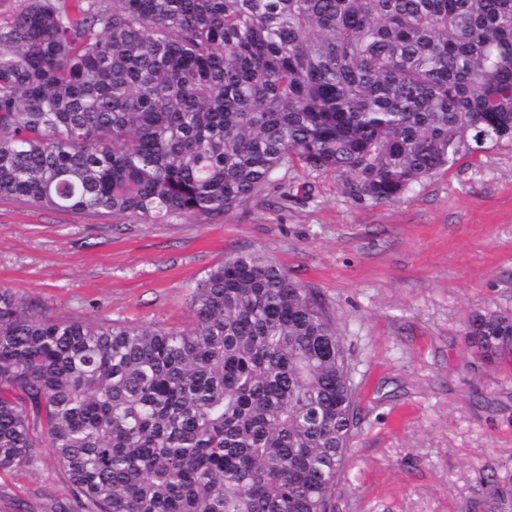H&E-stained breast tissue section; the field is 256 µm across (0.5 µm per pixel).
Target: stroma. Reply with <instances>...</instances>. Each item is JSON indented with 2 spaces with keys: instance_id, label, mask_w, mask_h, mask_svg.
Returning a JSON list of instances; mask_svg holds the SVG:
<instances>
[{
  "instance_id": "stroma-1",
  "label": "stroma",
  "mask_w": 512,
  "mask_h": 512,
  "mask_svg": "<svg viewBox=\"0 0 512 512\" xmlns=\"http://www.w3.org/2000/svg\"><path fill=\"white\" fill-rule=\"evenodd\" d=\"M290 196L217 221L164 224L0 197V287L57 319L185 328L190 292L240 250L314 288L345 338L358 425L333 512H512V361L466 343L477 308L512 312V142L393 202L332 173L289 171ZM0 473V512L73 503L50 450Z\"/></svg>"
}]
</instances>
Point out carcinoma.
Wrapping results in <instances>:
<instances>
[{"instance_id": "obj_1", "label": "carcinoma", "mask_w": 512, "mask_h": 512, "mask_svg": "<svg viewBox=\"0 0 512 512\" xmlns=\"http://www.w3.org/2000/svg\"><path fill=\"white\" fill-rule=\"evenodd\" d=\"M512 142V0H28L0 24V196L216 219L301 167L382 203ZM182 330L0 289V472L51 449L81 512H331L356 425L344 337L260 251ZM469 344L512 358V314Z\"/></svg>"}]
</instances>
